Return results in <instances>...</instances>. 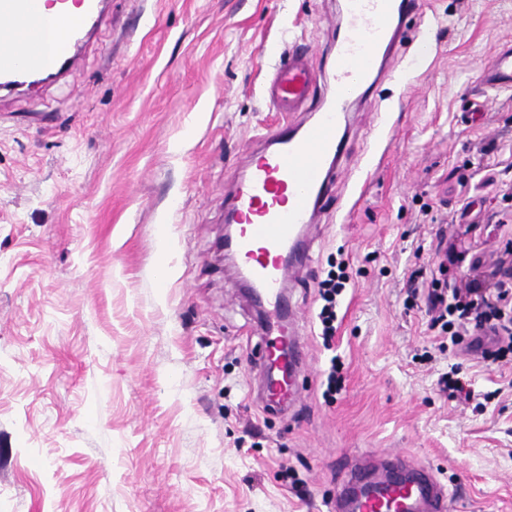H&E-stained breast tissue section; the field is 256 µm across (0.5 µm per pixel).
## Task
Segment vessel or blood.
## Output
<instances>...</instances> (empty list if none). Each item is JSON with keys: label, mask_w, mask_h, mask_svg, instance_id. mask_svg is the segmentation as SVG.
I'll use <instances>...</instances> for the list:
<instances>
[{"label": "vessel or blood", "mask_w": 512, "mask_h": 512, "mask_svg": "<svg viewBox=\"0 0 512 512\" xmlns=\"http://www.w3.org/2000/svg\"><path fill=\"white\" fill-rule=\"evenodd\" d=\"M79 17L59 12L42 27L43 0H0V86L24 84L30 75H59L79 50L84 24L98 20L101 0H76ZM421 0H344V21L317 66L315 49L293 45L267 79L279 112H311L308 123L283 122L263 137V147L224 193V221L234 227L224 249L239 262L238 276L262 307L261 360L279 363L295 345L287 268L308 259L307 227L326 206L348 142L350 108L377 89L392 71L406 20ZM26 41L19 51L17 41ZM483 84L512 88V41H506L481 74ZM267 405L290 407L300 398L295 377L263 378ZM399 452L354 468L327 503L328 512H448V495L428 473L401 483L393 472Z\"/></svg>", "instance_id": "obj_1"}]
</instances>
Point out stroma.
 I'll list each match as a JSON object with an SVG mask.
<instances>
[{
  "instance_id": "35a3bbf8",
  "label": "stroma",
  "mask_w": 512,
  "mask_h": 512,
  "mask_svg": "<svg viewBox=\"0 0 512 512\" xmlns=\"http://www.w3.org/2000/svg\"><path fill=\"white\" fill-rule=\"evenodd\" d=\"M337 18L336 0H105L58 78L0 90V512H326L345 465L387 449L433 467L451 512H512V362L441 345L407 299L439 235L452 288L490 286L512 240V89L480 80L512 0H427L354 104L345 195L293 282L303 398L265 408L224 190L282 118L272 66ZM340 261L328 350L317 283ZM453 364L484 410L439 390Z\"/></svg>"
}]
</instances>
